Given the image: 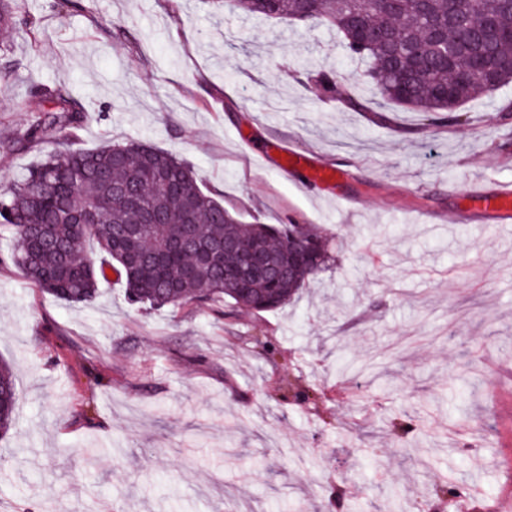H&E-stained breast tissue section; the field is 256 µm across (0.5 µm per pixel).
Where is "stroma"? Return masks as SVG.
Returning <instances> with one entry per match:
<instances>
[{"mask_svg": "<svg viewBox=\"0 0 512 512\" xmlns=\"http://www.w3.org/2000/svg\"><path fill=\"white\" fill-rule=\"evenodd\" d=\"M0 51V191L48 154L141 140L176 153L244 223L311 224L337 259L282 309L130 304L109 275L69 305L15 266L0 229V512H412L447 474L474 512L512 500V223L451 222L459 191L512 181V84L428 124L361 83V112L280 78L286 57L362 71L334 31L242 21L211 0H19ZM84 109L25 137L36 83ZM341 168L284 179L241 143ZM356 198L350 208L336 195ZM435 221L423 224L421 212ZM476 371V390L459 377ZM18 395L11 367L0 363V433L7 432L15 423Z\"/></svg>", "mask_w": 512, "mask_h": 512, "instance_id": "35a3bbf8", "label": "stroma"}]
</instances>
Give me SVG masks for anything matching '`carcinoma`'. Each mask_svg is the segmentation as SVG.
<instances>
[{
    "instance_id": "carcinoma-1",
    "label": "carcinoma",
    "mask_w": 512,
    "mask_h": 512,
    "mask_svg": "<svg viewBox=\"0 0 512 512\" xmlns=\"http://www.w3.org/2000/svg\"><path fill=\"white\" fill-rule=\"evenodd\" d=\"M243 18L295 17L343 35L351 57L365 64V77L387 103L422 112L431 122L459 121L465 102L484 95V86L470 72L472 55L486 52L499 68L496 87L512 83V40H496L483 28L485 17L502 31L512 29V0H430L422 10L417 0H377L361 18L363 34L352 31L353 12L347 0H230ZM445 28L443 42L433 25ZM285 75L315 88L324 100L364 111L367 106L342 91L341 76L332 69L308 64L283 66ZM447 84L453 92L444 96ZM35 95L51 105L32 122L33 140L56 138L77 127L80 104L62 87L36 86ZM150 209L160 224L143 223ZM141 225L133 237L119 230ZM194 226L203 246L233 241L211 262L190 248L166 256V245L181 229ZM0 227L14 235L13 261L25 278L68 304L87 303L110 272L125 278L128 301L153 308L227 301L233 309L272 311L291 302L314 276L334 262L327 240L310 224H243L224 204L202 189V176L188 161L144 141L106 145L95 150L54 154L14 180L0 195ZM97 243L94 256L86 253ZM258 253L283 271L277 277L243 276L244 251ZM18 395L11 367L0 363V433L16 420Z\"/></svg>"
}]
</instances>
